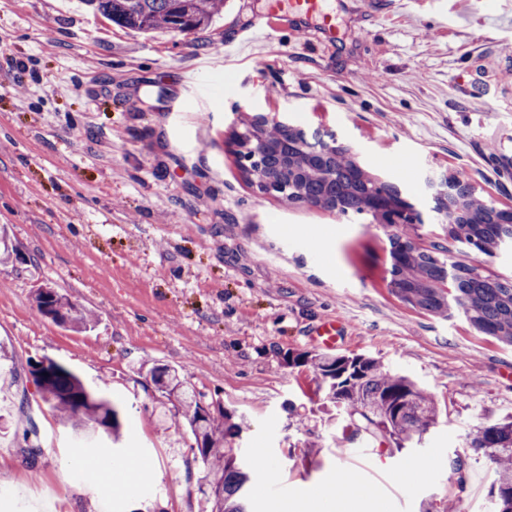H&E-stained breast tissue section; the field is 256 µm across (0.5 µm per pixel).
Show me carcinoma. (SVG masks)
Listing matches in <instances>:
<instances>
[{
    "instance_id": "carcinoma-1",
    "label": "carcinoma",
    "mask_w": 512,
    "mask_h": 512,
    "mask_svg": "<svg viewBox=\"0 0 512 512\" xmlns=\"http://www.w3.org/2000/svg\"><path fill=\"white\" fill-rule=\"evenodd\" d=\"M87 9L112 23L140 33L160 29L195 31L209 24L224 8V0H80ZM304 192L330 208L337 198L335 185L317 177L307 180ZM468 249L475 255L489 244L512 240L511 224H472L464 231ZM481 260L455 264L456 285L446 293L429 281L448 270V257L441 252L419 251L412 262L394 272L393 291L404 302L430 313L443 315L455 309L477 331L512 346V282L492 279L481 271ZM35 302L40 314L62 325L85 328L93 316L71 304L63 294L37 288ZM290 366L310 365L324 385L323 400L336 412L358 420L346 436L355 442L382 436L395 448H414L438 424L439 411L427 387L400 371L386 368L378 359L362 355L298 353L286 355ZM155 392L176 402L197 444L204 476L201 492L210 512H250L247 507L251 481L249 466L239 448L228 441L240 437L242 422L218 398L189 387L178 371L166 365H143ZM43 375L38 389L51 408L63 413L75 430L103 427L120 438L121 411L101 390L88 388L59 362L38 364L33 375ZM464 448L449 466L461 474L470 455L488 459L493 466L487 493V512H512V422L479 426L467 433Z\"/></svg>"
}]
</instances>
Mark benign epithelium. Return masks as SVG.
I'll use <instances>...</instances> for the list:
<instances>
[{
	"label": "benign epithelium",
	"mask_w": 512,
	"mask_h": 512,
	"mask_svg": "<svg viewBox=\"0 0 512 512\" xmlns=\"http://www.w3.org/2000/svg\"><path fill=\"white\" fill-rule=\"evenodd\" d=\"M277 125L286 131L285 161L274 173L264 171L259 159L270 143L267 128ZM230 145L242 162L244 177L263 194H275L294 203L311 204L303 195L299 180L307 175L326 176L342 164L350 169L355 182L364 186L363 214L370 223L391 234L409 224H512V206H500L478 192L471 179L447 171L426 177L427 204L420 209L395 184L373 173L336 133L308 136L280 113H256L244 129L232 132Z\"/></svg>",
	"instance_id": "obj_1"
}]
</instances>
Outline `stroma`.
<instances>
[{"instance_id": "35a3bbf8", "label": "stroma", "mask_w": 512, "mask_h": 512, "mask_svg": "<svg viewBox=\"0 0 512 512\" xmlns=\"http://www.w3.org/2000/svg\"><path fill=\"white\" fill-rule=\"evenodd\" d=\"M264 0H225L211 27L145 37L76 0H0V512H205L194 439L146 387L177 369L243 414L254 512H305L326 491L354 512H486L492 469L448 460L476 426L512 415V347L389 286V244L367 218L264 195L225 142L256 112L330 129L419 196L459 171L512 205V0H341L334 44L283 24L253 35ZM46 285L93 314H39ZM335 320L338 351L422 382L441 416L421 447L342 437L318 380L289 352ZM52 359L121 408L122 442L75 437L38 402ZM36 430L29 462L24 438ZM136 453L132 494L98 488L101 461ZM355 463L357 479L338 468ZM56 494L38 495L33 477Z\"/></svg>"}]
</instances>
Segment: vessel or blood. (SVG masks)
Listing matches in <instances>:
<instances>
[{
    "label": "vessel or blood",
    "mask_w": 512,
    "mask_h": 512,
    "mask_svg": "<svg viewBox=\"0 0 512 512\" xmlns=\"http://www.w3.org/2000/svg\"><path fill=\"white\" fill-rule=\"evenodd\" d=\"M266 5V22L255 31L261 39L272 37L278 20L306 23L328 39L336 37V0H266Z\"/></svg>",
    "instance_id": "b4317fda"
}]
</instances>
